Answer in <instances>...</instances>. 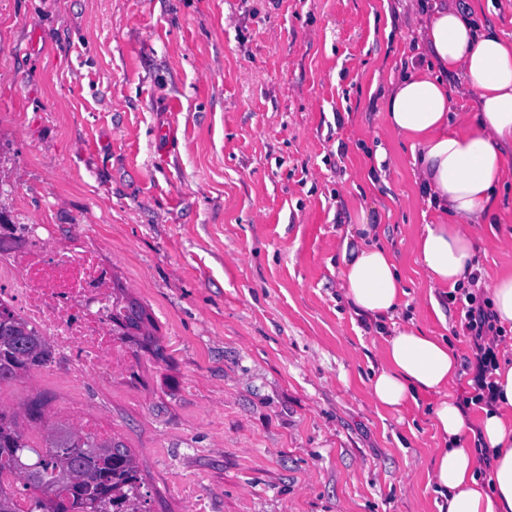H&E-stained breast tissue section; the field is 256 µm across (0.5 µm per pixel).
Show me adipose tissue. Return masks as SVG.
<instances>
[{"mask_svg": "<svg viewBox=\"0 0 512 512\" xmlns=\"http://www.w3.org/2000/svg\"><path fill=\"white\" fill-rule=\"evenodd\" d=\"M422 30L432 66H408L391 83L384 120L411 141L414 164L427 201L437 215L415 240L430 288L471 285L477 225L495 223L500 188L512 175V41L476 24L450 0H428ZM461 73L460 95L475 96L474 110L452 115L443 76ZM378 228L349 225L341 246L340 287L356 314L379 321L392 317L404 294L393 254L377 243ZM459 369L455 349L442 337L411 325L394 327L382 364L370 379L378 408L401 410L422 393H441ZM497 398L469 423L452 400L434 410L443 442L434 453L430 483L445 512H512V358L493 372ZM491 452L488 479L478 474L468 437Z\"/></svg>", "mask_w": 512, "mask_h": 512, "instance_id": "adipose-tissue-1", "label": "adipose tissue"}]
</instances>
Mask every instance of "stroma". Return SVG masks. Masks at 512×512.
<instances>
[{
    "label": "stroma",
    "instance_id": "35a3bbf8",
    "mask_svg": "<svg viewBox=\"0 0 512 512\" xmlns=\"http://www.w3.org/2000/svg\"><path fill=\"white\" fill-rule=\"evenodd\" d=\"M425 23L416 0H0V208L94 249L153 320L111 385L71 389L56 350L0 409L28 434L70 404L109 419L143 512H440L439 398L377 408L385 338L336 286L367 218L403 280L393 323L448 339V396L469 394L461 305L414 252L434 213L384 122ZM498 216L476 237L487 283L512 267V180Z\"/></svg>",
    "mask_w": 512,
    "mask_h": 512
}]
</instances>
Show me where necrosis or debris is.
<instances>
[{
    "label": "necrosis or debris",
    "mask_w": 512,
    "mask_h": 512,
    "mask_svg": "<svg viewBox=\"0 0 512 512\" xmlns=\"http://www.w3.org/2000/svg\"><path fill=\"white\" fill-rule=\"evenodd\" d=\"M0 234L30 238L25 250L0 248V303L19 312L28 325L73 364L72 386L88 375L111 382L126 367V354L112 334L119 305L104 291L107 270L94 252L78 251L57 259L46 256L42 236L29 224L0 214Z\"/></svg>",
    "instance_id": "necrosis-or-debris-1"
}]
</instances>
